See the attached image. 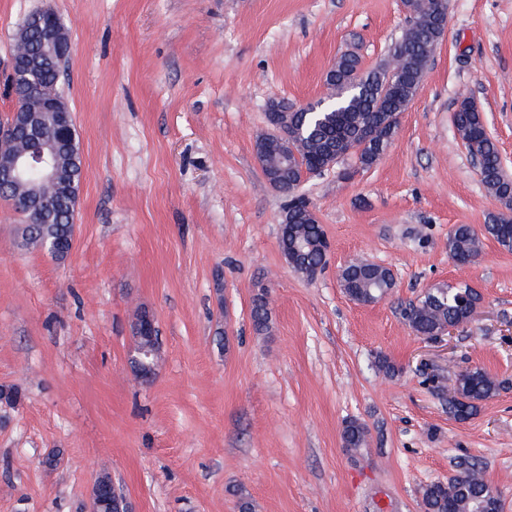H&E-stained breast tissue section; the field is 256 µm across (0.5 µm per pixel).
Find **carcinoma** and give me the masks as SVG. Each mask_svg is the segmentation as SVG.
<instances>
[{
    "mask_svg": "<svg viewBox=\"0 0 512 512\" xmlns=\"http://www.w3.org/2000/svg\"><path fill=\"white\" fill-rule=\"evenodd\" d=\"M413 25L391 43L387 59L365 70L359 56L347 52L336 58L325 76L331 93L320 112H283L281 121L285 136L280 139L257 140V152L263 157L267 175L273 177L277 190L288 197V209L282 221L281 249L288 265L303 275L324 268L326 250L322 248L324 232L308 206L298 194L304 172L325 167L339 157L343 144L356 145L355 163L362 169L375 165L398 133L393 118L405 112L414 99L425 76L428 62L442 39L446 21L439 20L432 10L435 0H402ZM43 26L26 21L18 33L17 43L29 55L44 52ZM394 58L396 82L390 86L378 80L388 59ZM59 63L46 65L16 101L22 109L39 111L41 103L63 95L59 89ZM456 133L464 142L471 158L479 162L481 182L487 194L499 205L483 225V235L493 238L503 249L512 251V177L502 165L495 139L488 132L482 112L469 98L462 99L453 114ZM60 150L67 156L80 158L79 139L72 131L58 139ZM69 195H57L46 186L40 211L28 213L24 206L26 189L7 187L0 193L17 210L26 214L23 227L27 243L39 245L51 240L57 250L56 259L68 255L73 240L74 224L70 202L77 197L81 181V164L67 175ZM481 239L469 224H458L448 234V257L475 261L480 254ZM340 285L353 300L370 304L388 296L394 283L381 266L367 261H353L340 273ZM457 287L429 289L403 309V316L412 331L429 339L448 323L471 318L480 302V294L469 289L468 305L460 299ZM251 319L257 333L270 329L271 310L267 292L259 290L252 299ZM143 349L140 365L153 371L158 357L157 345L136 337ZM456 395L448 398L449 412L458 420H467L478 410V402L490 398L498 385L480 368L460 373L456 379ZM367 428L358 420L345 422L341 438L343 446L357 451L366 442ZM498 491L479 476L476 469L447 483L433 482L422 493V512H500Z\"/></svg>",
    "mask_w": 512,
    "mask_h": 512,
    "instance_id": "cac0c4a2",
    "label": "carcinoma"
}]
</instances>
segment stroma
<instances>
[{
	"instance_id": "obj_1",
	"label": "stroma",
	"mask_w": 512,
	"mask_h": 512,
	"mask_svg": "<svg viewBox=\"0 0 512 512\" xmlns=\"http://www.w3.org/2000/svg\"><path fill=\"white\" fill-rule=\"evenodd\" d=\"M50 8L69 31L61 77L82 154L73 247L23 245L0 198V512H90L109 473L128 512H420L423 489L475 467L512 512V252L484 239L468 267L455 225L495 202L453 125L471 97L512 173V0H448V26L382 158L302 188L329 248L315 277L280 247L288 200L255 154L274 99H325L337 55L377 66L406 26L402 0H0V124L15 35ZM390 267L382 301L349 299V261ZM467 283L473 321L413 334L405 305ZM267 288L269 333L251 320ZM152 314L155 375L131 365ZM397 366L378 371V356ZM499 385L448 412L458 374ZM367 444L343 447L345 421Z\"/></svg>"
}]
</instances>
